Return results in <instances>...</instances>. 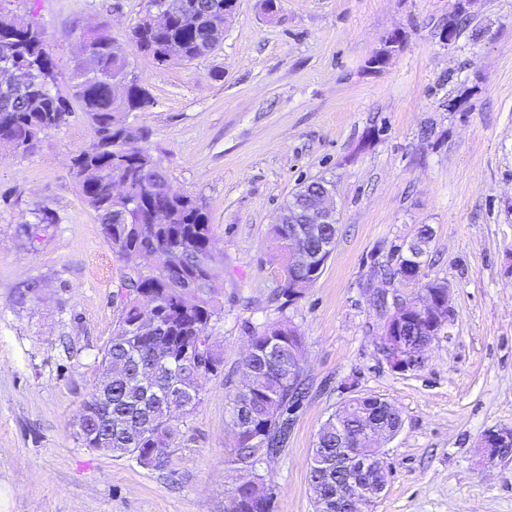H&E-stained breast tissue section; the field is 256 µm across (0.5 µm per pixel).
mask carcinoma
<instances>
[{
  "mask_svg": "<svg viewBox=\"0 0 512 512\" xmlns=\"http://www.w3.org/2000/svg\"><path fill=\"white\" fill-rule=\"evenodd\" d=\"M179 2L157 27L145 25L132 36L137 47L159 64L192 62L221 44L211 28L214 21L224 20V0ZM3 49L11 51L13 65L33 66L57 79V64L33 20L15 13L9 25H0ZM127 67L111 35L83 34V52L68 91H52L45 84L18 93L0 91V147L13 154L28 153L77 110L93 131V140L71 159L69 170L112 252L124 261L125 273L115 294L118 317L102 356L120 366V373L107 386L95 381L82 404L79 434L88 448L102 437L109 441L113 457L154 467L151 449L175 437L180 418L201 402L200 378L217 374L224 364L211 332L220 318L224 256L216 251L206 205L173 189L142 145L145 130L130 127L121 102L114 98V80ZM127 98L138 112L155 105L142 85L130 87ZM323 185L322 180L303 184L292 195L291 205L307 209ZM137 207L146 215L164 216V222L153 225L141 240L126 233L128 216ZM158 251L177 255L182 273L141 266V255ZM193 281L203 282L205 290L196 292L190 287ZM147 299L156 303L155 309H148ZM155 318L165 329L142 332L141 327ZM249 342L246 382L236 389L232 404L239 419L234 458L251 474L256 469L255 449L274 457L283 447L304 392L301 372L288 376V347L303 345L288 318L266 323L252 332ZM147 369L154 378L140 386L137 376ZM235 499L237 512H270L271 502L254 501L246 481L237 486Z\"/></svg>",
  "mask_w": 512,
  "mask_h": 512,
  "instance_id": "1",
  "label": "carcinoma"
}]
</instances>
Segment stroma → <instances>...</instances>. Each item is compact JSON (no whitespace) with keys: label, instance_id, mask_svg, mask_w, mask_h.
Returning a JSON list of instances; mask_svg holds the SVG:
<instances>
[{"label":"stroma","instance_id":"1","mask_svg":"<svg viewBox=\"0 0 512 512\" xmlns=\"http://www.w3.org/2000/svg\"><path fill=\"white\" fill-rule=\"evenodd\" d=\"M38 23L61 87L78 29L106 27L155 99L130 119L172 186L204 199L224 254L220 374L146 467L86 448L77 418L112 336L124 264L69 173L92 139L80 117L24 155L0 152V512H225L232 395L249 331L288 316L304 342L306 397L288 442L260 471L272 512H315L311 448L357 395L399 410L385 495L372 512H512V456L485 463L479 439L512 427V0H239L211 54L159 65L130 39L148 0H8ZM456 23L457 35L441 30ZM395 47H388L389 39ZM333 187L338 232L320 278L287 310L268 231L303 182ZM48 209L54 223L37 224ZM37 224L32 235L23 225ZM417 281L381 266L421 226ZM449 288L447 339L424 365L384 361L386 287Z\"/></svg>","mask_w":512,"mask_h":512}]
</instances>
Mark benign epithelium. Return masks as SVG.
I'll return each mask as SVG.
<instances>
[{"mask_svg":"<svg viewBox=\"0 0 512 512\" xmlns=\"http://www.w3.org/2000/svg\"><path fill=\"white\" fill-rule=\"evenodd\" d=\"M296 225V239L288 250V282L290 291L297 292L304 281L297 274L307 270L312 262L304 240L317 236L323 224H335L336 208L329 188H324L315 203L299 213L293 209L280 211L277 223ZM424 256L423 244L414 242L409 247V261L401 267L400 280L414 281L419 277ZM448 292L439 283L432 290H423L420 299H394V312L383 325L381 354L389 367L397 372H408L423 363L421 353L433 342L449 337ZM359 411L365 423L353 437L346 433V420L353 411ZM336 439L339 448H317L316 468L320 480L311 484L315 493V512H368V509L386 492L388 471L378 454L379 440L391 439L402 428V418L386 399L363 395L348 400L336 412ZM486 460L493 463L512 450V428H491L479 441Z\"/></svg>","mask_w":512,"mask_h":512,"instance_id":"obj_1","label":"benign epithelium"}]
</instances>
